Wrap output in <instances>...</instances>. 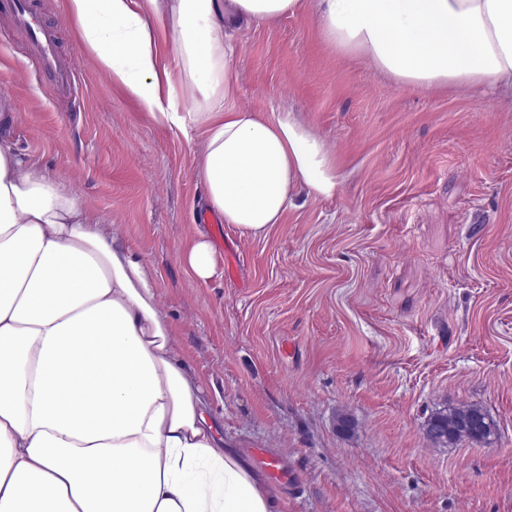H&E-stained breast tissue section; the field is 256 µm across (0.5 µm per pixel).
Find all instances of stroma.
<instances>
[{"instance_id":"1","label":"stroma","mask_w":512,"mask_h":512,"mask_svg":"<svg viewBox=\"0 0 512 512\" xmlns=\"http://www.w3.org/2000/svg\"><path fill=\"white\" fill-rule=\"evenodd\" d=\"M36 4L81 109H60L16 32L0 38V134L141 254L228 447L286 459L288 512H512V97L396 84L336 53L310 8L244 25L230 106L292 108L341 184L266 238L225 227L238 273L219 249L203 282L180 261L210 233L203 131L159 125L85 49L65 0ZM468 403L494 441L433 445L431 414Z\"/></svg>"}]
</instances>
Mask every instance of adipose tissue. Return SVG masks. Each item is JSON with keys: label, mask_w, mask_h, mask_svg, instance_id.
I'll return each mask as SVG.
<instances>
[{"label": "adipose tissue", "mask_w": 512, "mask_h": 512, "mask_svg": "<svg viewBox=\"0 0 512 512\" xmlns=\"http://www.w3.org/2000/svg\"><path fill=\"white\" fill-rule=\"evenodd\" d=\"M305 0H65L85 47L181 132L241 234L266 237L340 176L292 109L228 108L232 32ZM325 41L396 83L512 91V0H317ZM169 45L171 65L161 63ZM208 417L142 256L0 138V512H284Z\"/></svg>", "instance_id": "adipose-tissue-1"}]
</instances>
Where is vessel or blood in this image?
Segmentation results:
<instances>
[{
	"mask_svg": "<svg viewBox=\"0 0 512 512\" xmlns=\"http://www.w3.org/2000/svg\"><path fill=\"white\" fill-rule=\"evenodd\" d=\"M15 31L26 32L28 54L37 71L50 77L54 95L68 103H75L76 74L73 64L57 49L53 32L39 22L32 0H11L9 8L0 12V35ZM250 454L272 481L292 486L293 475L278 455L265 448L251 449Z\"/></svg>",
	"mask_w": 512,
	"mask_h": 512,
	"instance_id": "b4317fda",
	"label": "vessel or blood"
}]
</instances>
